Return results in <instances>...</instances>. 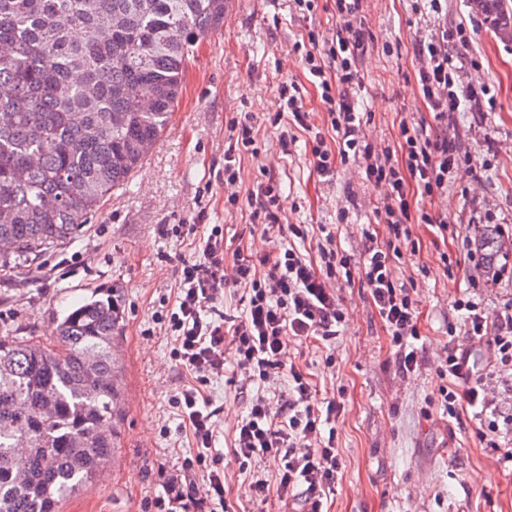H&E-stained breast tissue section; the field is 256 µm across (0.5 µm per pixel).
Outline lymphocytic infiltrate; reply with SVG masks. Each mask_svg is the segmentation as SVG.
<instances>
[{"label": "lymphocytic infiltrate", "instance_id": "f902f5d3", "mask_svg": "<svg viewBox=\"0 0 512 512\" xmlns=\"http://www.w3.org/2000/svg\"><path fill=\"white\" fill-rule=\"evenodd\" d=\"M334 6L335 38L322 40L311 31L296 41L295 49L309 82L321 91L335 139L308 123L302 86L292 80L280 84L279 108L267 121L283 139L294 125L308 132L309 163L318 176H333L340 162L357 164L379 192L374 215L386 238L365 233L355 264L339 251L328 225L313 230L306 224L283 223L279 176L272 169L250 203V224L260 246L229 255L222 230L212 229L201 238L196 225L178 226V233L203 254L202 260L185 259L178 267L176 310L169 318L174 359L193 379L171 403L196 453L167 475L161 494L152 501L156 512H201L208 505H223L228 454L240 469L250 470L251 497L276 496L292 512H328V499L343 469L336 446L343 405L333 399L318 401L309 374L290 356L289 342L305 340L322 349L342 336L347 314L338 282L357 281L368 288L403 372H416L423 360L414 291L398 282L394 268L415 225L443 231L448 225L443 216L413 207L412 199L442 196L463 173L473 172V161L462 153L454 131L455 117L465 103L491 105L495 96L483 83H460L447 37L419 41L416 90L439 126L430 130L404 121L399 146H378L366 133L364 115L354 102L361 84L358 64L369 51L360 0H334ZM312 234L317 254L310 257L298 245ZM230 287L243 289L246 300L242 315L232 318L223 312L224 291ZM454 307L463 313L468 344L444 348L437 371L447 384L431 402L455 420L472 410L481 421V438L495 448L501 436L512 434V414L503 412L504 399L493 384L496 377L512 376V303L494 312L479 300H461ZM228 346L243 382L261 385L263 391L249 401L223 453L215 447L218 411L203 387L223 376ZM267 458L278 460L276 472L253 469V462Z\"/></svg>", "mask_w": 512, "mask_h": 512}]
</instances>
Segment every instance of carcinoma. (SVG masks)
Here are the masks:
<instances>
[{
    "instance_id": "carcinoma-1",
    "label": "carcinoma",
    "mask_w": 512,
    "mask_h": 512,
    "mask_svg": "<svg viewBox=\"0 0 512 512\" xmlns=\"http://www.w3.org/2000/svg\"><path fill=\"white\" fill-rule=\"evenodd\" d=\"M497 34L512 0H472ZM224 0H0V238L33 261L129 185L167 127ZM118 289L73 306L53 345L0 336V512H59L112 460L122 417Z\"/></svg>"
}]
</instances>
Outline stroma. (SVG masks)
<instances>
[{"label":"stroma","instance_id":"obj_1","mask_svg":"<svg viewBox=\"0 0 512 512\" xmlns=\"http://www.w3.org/2000/svg\"><path fill=\"white\" fill-rule=\"evenodd\" d=\"M317 4L302 18L290 0H238L223 27L199 38L169 124L130 185L112 192L71 239L32 263L0 267V333L43 345L55 341L58 323L74 304L112 286L121 290L120 380L135 405L118 426L112 464L94 485L66 500L62 512H145L168 471L194 453L170 404L186 377L161 316L175 298L180 259L202 253L161 235L160 225L195 224L206 235L217 224L228 247L237 248L249 237L246 199L271 165L279 173L283 223L335 225L338 247L351 256L363 231L379 232L372 215L377 192L357 166H337L333 180L322 182L309 165L307 133L297 131L295 151L286 158L278 131L265 121L279 107L280 81L293 79L303 86L310 121L327 124L325 106L294 50L308 30L323 39L335 34L332 0ZM361 5L372 46L361 64L358 104L371 113L367 131L377 141L396 144L404 119L434 125L414 87V46L445 26L466 25L470 44L462 77L494 85L497 104L492 110L466 106L456 120L461 149L475 162H491L482 185L463 179L436 200L432 211L447 216L446 236L416 227V248H404L395 265L396 277L417 290L425 347L420 369L408 376L399 371L369 292L358 284L340 291L347 322L329 351L292 345L307 362L319 397L338 394L344 405L336 423L343 476L330 512H512V465L481 442L479 422L469 414L449 422L436 408L430 416L421 413L443 383L438 355L449 327L461 322L454 302L471 290V264L457 242L460 220H477L471 230L477 239L503 226L499 241L512 245V41L501 40L468 0H446L442 15L428 23L412 13L411 0ZM244 118L258 131V153L242 156L241 203L233 209L224 204V146L231 120ZM256 391V385L242 387L225 376L212 379L207 393L222 410L221 428L244 416ZM224 472L229 512H284L276 497L260 501L246 493L247 477L232 458H225Z\"/></svg>","mask_w":512,"mask_h":512}]
</instances>
